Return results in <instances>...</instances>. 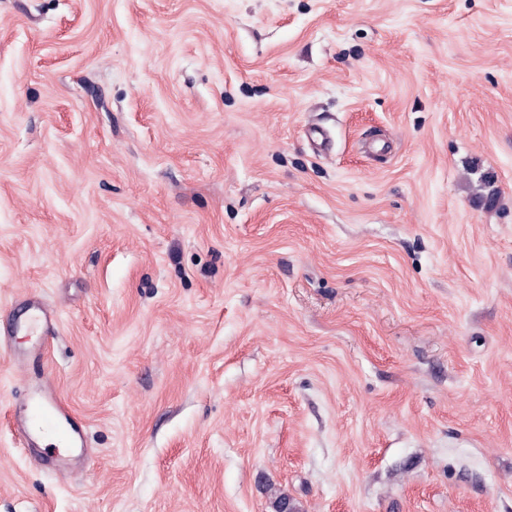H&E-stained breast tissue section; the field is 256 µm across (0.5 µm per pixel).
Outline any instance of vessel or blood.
Returning a JSON list of instances; mask_svg holds the SVG:
<instances>
[{
    "label": "vessel or blood",
    "instance_id": "1",
    "mask_svg": "<svg viewBox=\"0 0 512 512\" xmlns=\"http://www.w3.org/2000/svg\"><path fill=\"white\" fill-rule=\"evenodd\" d=\"M69 416V406L56 395L54 377L49 374L43 377L39 392L30 397L24 415L16 417L15 428L25 444L32 439L29 425L33 422L39 424L42 433L66 439L70 433L60 423Z\"/></svg>",
    "mask_w": 512,
    "mask_h": 512
}]
</instances>
